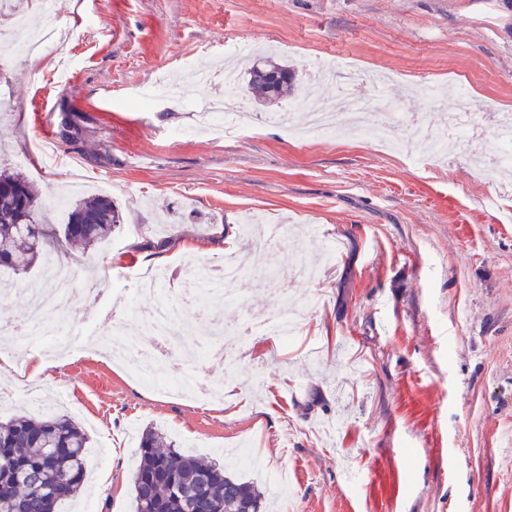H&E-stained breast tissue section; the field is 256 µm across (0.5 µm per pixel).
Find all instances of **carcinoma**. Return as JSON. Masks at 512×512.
Returning a JSON list of instances; mask_svg holds the SVG:
<instances>
[{"mask_svg": "<svg viewBox=\"0 0 512 512\" xmlns=\"http://www.w3.org/2000/svg\"><path fill=\"white\" fill-rule=\"evenodd\" d=\"M250 92L263 102L292 94L295 70L258 56L247 70ZM65 114L59 140L77 137ZM41 197L34 183L0 170V277L29 272L47 260L40 222ZM123 217L106 196L71 203L64 238L90 248L112 236ZM89 437L67 416L35 419L16 416L0 425V512H56L75 497L87 476ZM135 512H266L264 493L220 465L207 464L176 448L158 430L140 442V463L133 475Z\"/></svg>", "mask_w": 512, "mask_h": 512, "instance_id": "obj_1", "label": "carcinoma"}]
</instances>
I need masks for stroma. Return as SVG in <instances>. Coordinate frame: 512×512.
I'll return each instance as SVG.
<instances>
[{"instance_id": "obj_1", "label": "stroma", "mask_w": 512, "mask_h": 512, "mask_svg": "<svg viewBox=\"0 0 512 512\" xmlns=\"http://www.w3.org/2000/svg\"><path fill=\"white\" fill-rule=\"evenodd\" d=\"M31 27L51 24L65 57L38 60L0 47V166L34 181L43 199L47 247L77 281L100 279L110 294L84 304L74 290L65 360L38 378L24 364L0 375V422L48 411L81 424L104 462L62 512H134L132 478L150 428L186 453L224 462L225 449L262 437L266 455L229 464L237 478L273 492L284 473L297 512H512V195L491 204L481 178L488 136L461 143L447 164L411 160L351 135L312 144L272 123L290 101L318 111L341 104L339 85L305 93L314 58L350 61L366 79L351 97L379 112H403L400 143L445 127L446 112L512 114V0H22ZM273 47L296 71L288 100L264 103L239 89L256 115L249 130H199L204 104L224 85L192 82L219 65L227 43ZM393 79L376 88L372 73ZM464 82L465 103L434 97ZM75 112L78 143L55 155L35 147L44 109ZM78 164L88 194H105L123 222L104 243L71 248L68 203L54 193ZM252 217L295 226L276 257L255 253L242 227ZM239 251L258 270L277 260L275 291L300 312L290 342L273 336L200 371L221 386L203 405L146 388L89 333L115 305H144L135 286L148 269L183 276ZM0 315L21 317L31 291L49 287L43 267L15 277ZM244 306L199 295L195 309L241 321L276 314L274 291L252 282ZM112 480L111 491L97 473Z\"/></svg>"}]
</instances>
